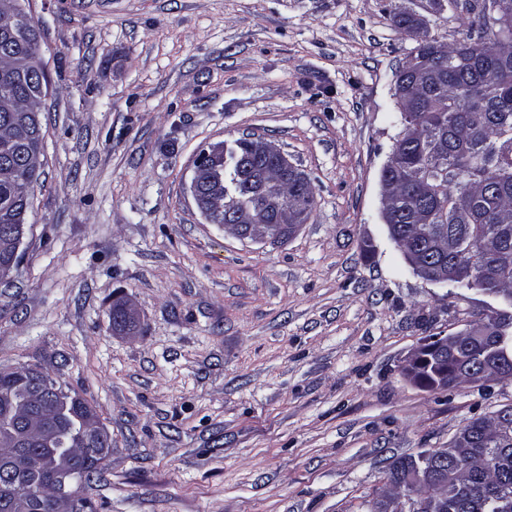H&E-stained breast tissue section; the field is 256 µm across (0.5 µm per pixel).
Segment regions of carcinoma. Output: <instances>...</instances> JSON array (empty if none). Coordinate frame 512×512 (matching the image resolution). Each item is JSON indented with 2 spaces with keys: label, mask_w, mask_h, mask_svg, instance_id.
I'll return each instance as SVG.
<instances>
[{
  "label": "carcinoma",
  "mask_w": 512,
  "mask_h": 512,
  "mask_svg": "<svg viewBox=\"0 0 512 512\" xmlns=\"http://www.w3.org/2000/svg\"><path fill=\"white\" fill-rule=\"evenodd\" d=\"M482 0H470L466 16L459 19L466 37L454 45L440 43L421 27L411 11H393L395 29L415 42L412 51L432 64L430 73L404 105V84L395 81V97L402 125L413 127L405 146L390 158L382 177L392 180L384 215L390 239L402 252H416L426 263H445L455 270L456 287L512 292V45L500 38L512 35V16L494 25L479 10ZM15 33L0 38V66L14 72L0 77V101L14 99L22 105L32 99L40 75L30 62L42 35L33 19L19 14ZM478 37L471 38V33ZM43 151V138L20 133L0 140V166L21 165L30 153ZM248 141L239 139L228 153V162L214 180L200 187L207 196H226L225 210L251 211L272 222L277 203L273 193L261 188L259 178L277 167L274 157L245 159ZM288 181V198H306L314 206L309 180ZM23 184L0 180V215L11 213ZM502 342L500 348L488 341L456 348L474 372L512 373V314L504 315L491 332ZM457 377L453 361H424L419 384L429 389H452ZM0 388L11 389L17 400L27 399L25 384L10 372L0 374ZM69 399L68 412L54 419V448H78L82 417L89 405L76 394ZM475 455L493 465L463 475L457 488L448 492L447 512H496L498 494L512 495V438L506 442L476 436ZM105 458L82 457L74 463L71 490L80 502L79 512H96L92 485L103 479L99 463ZM33 500L31 512H52L56 483L49 472H38L21 484Z\"/></svg>",
  "instance_id": "1"
}]
</instances>
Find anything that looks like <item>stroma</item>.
<instances>
[{
    "label": "stroma",
    "instance_id": "1",
    "mask_svg": "<svg viewBox=\"0 0 512 512\" xmlns=\"http://www.w3.org/2000/svg\"><path fill=\"white\" fill-rule=\"evenodd\" d=\"M49 93L30 230L0 283V368L75 391L112 438L97 512H366L388 464L512 406V381L431 390L405 359L501 298L408 268L382 217L395 74L464 0H25ZM261 134L310 180L285 242L207 223L205 145ZM140 310L134 336L110 312Z\"/></svg>",
    "mask_w": 512,
    "mask_h": 512
}]
</instances>
